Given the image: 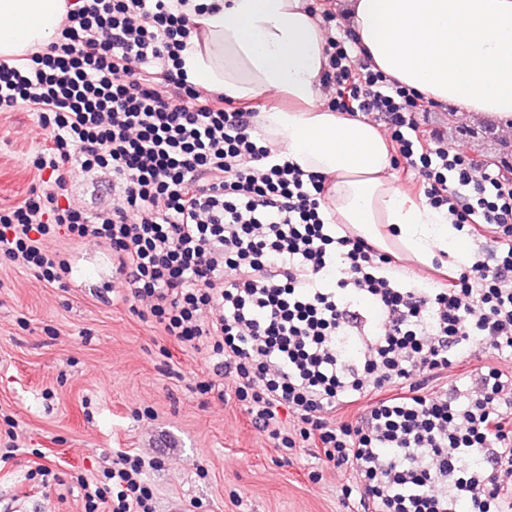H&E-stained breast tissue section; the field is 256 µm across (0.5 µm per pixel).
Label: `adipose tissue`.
<instances>
[{
  "instance_id": "ef3b65f1",
  "label": "adipose tissue",
  "mask_w": 512,
  "mask_h": 512,
  "mask_svg": "<svg viewBox=\"0 0 512 512\" xmlns=\"http://www.w3.org/2000/svg\"><path fill=\"white\" fill-rule=\"evenodd\" d=\"M182 51L190 81L245 100L276 91L287 107L257 120L287 160L326 177L327 211L383 252L428 267L471 252L446 212L413 199L391 173L377 126L333 110L327 32L306 0H211ZM361 57L427 101L512 129V0H345ZM63 0H0V56L47 46Z\"/></svg>"
}]
</instances>
